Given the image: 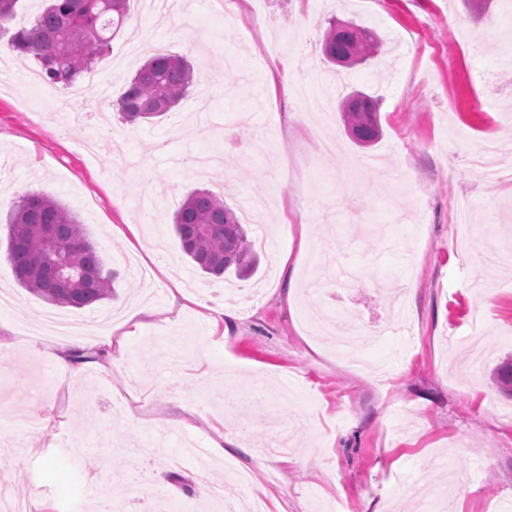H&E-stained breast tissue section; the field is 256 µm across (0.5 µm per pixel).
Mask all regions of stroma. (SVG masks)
<instances>
[{"label":"stroma","mask_w":512,"mask_h":512,"mask_svg":"<svg viewBox=\"0 0 512 512\" xmlns=\"http://www.w3.org/2000/svg\"><path fill=\"white\" fill-rule=\"evenodd\" d=\"M127 6L77 80L88 97L107 84L109 106L84 107L80 124L38 108L26 81L35 57L0 60V286L22 300L0 306V334L17 340L0 355L5 491L43 512H97L115 496L131 512L160 502L222 512L207 483L248 501L235 468L265 469L260 447L287 431L292 461L264 483L269 507L317 512L339 496L344 512H416L450 486L445 512H501L512 500V399L492 372L512 356V266L490 257L512 251V184L480 180L466 158L488 140L512 143V0L480 11L466 0H234L232 25L194 0L170 28L142 0ZM333 18L375 29L381 53L339 72L297 53ZM158 41L188 60L193 84L174 113L127 123L114 103ZM314 72L379 99L378 142L348 136L338 97L321 111L284 98L283 86L301 82L319 97ZM327 135L335 152L322 149ZM202 152L236 172L228 203L268 200L246 229L268 230L275 246L260 250L250 278L201 274L174 233L181 201L210 185L192 166ZM29 191L63 203L119 273L116 299L64 315L104 334L108 312L160 287L156 316L121 351L44 391L32 376L55 366L36 333L52 306L18 285L6 259L5 216ZM116 224L134 225L141 245L114 237ZM148 248L151 283L131 270ZM340 263L354 273L346 288ZM176 287L223 302L225 325L193 308L163 321ZM337 314L359 339L363 370L313 332ZM37 398L51 414L29 429L15 411ZM190 411L193 426H182ZM160 417L171 449L238 425L250 432L224 447L234 470L206 471L190 456L171 470L135 452Z\"/></svg>","instance_id":"35a3bbf8"}]
</instances>
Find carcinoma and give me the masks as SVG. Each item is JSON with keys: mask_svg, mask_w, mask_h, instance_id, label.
<instances>
[{"mask_svg": "<svg viewBox=\"0 0 512 512\" xmlns=\"http://www.w3.org/2000/svg\"><path fill=\"white\" fill-rule=\"evenodd\" d=\"M19 0H0V34ZM127 0H49L28 28L15 31L9 45L19 55H33L43 80L66 87L93 62L127 19ZM381 42L360 26L340 28L329 21L320 48L333 63L338 54L354 52L358 61L377 56ZM192 82V69L181 57L153 54L128 82L117 106L128 122L172 113ZM343 121L360 144L376 142L381 129L376 100L362 92L342 97ZM7 260L19 285L53 305L85 308L114 295L116 273L86 238L82 224L58 200L29 192L8 212ZM184 252L205 274L220 278L253 272L256 251L241 217L213 190L189 193L174 214ZM500 388L512 395V359L497 371Z\"/></svg>", "mask_w": 512, "mask_h": 512, "instance_id": "carcinoma-1", "label": "carcinoma"}]
</instances>
